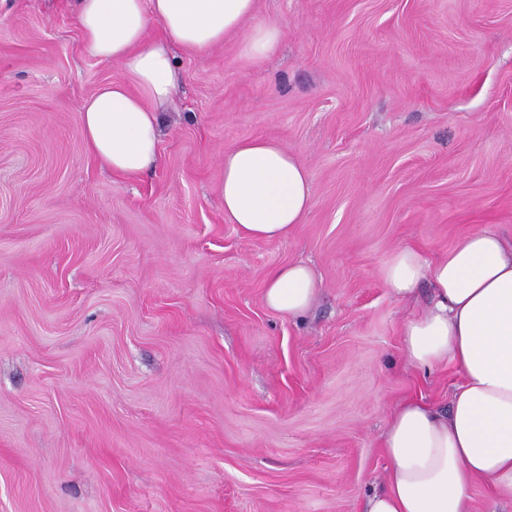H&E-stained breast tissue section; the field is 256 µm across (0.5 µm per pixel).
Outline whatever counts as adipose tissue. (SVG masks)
<instances>
[{"label": "adipose tissue", "mask_w": 512, "mask_h": 512, "mask_svg": "<svg viewBox=\"0 0 512 512\" xmlns=\"http://www.w3.org/2000/svg\"><path fill=\"white\" fill-rule=\"evenodd\" d=\"M256 10L257 0H75L83 52L124 71L82 102V148L124 180L154 167L158 114L179 80L174 48L203 52L244 28L245 54L263 60L283 27L254 23ZM219 195L225 222L255 240L287 237L312 205L306 168L271 139H246L225 152ZM381 277L401 300L429 284L432 304L402 331L406 357L420 368L452 364L459 380L447 409L416 399L396 407L382 438L387 482L368 494L363 512H470L479 478L512 502V237L482 229L432 261L403 246ZM320 288L314 270L294 262L268 273L264 299L297 319Z\"/></svg>", "instance_id": "1"}]
</instances>
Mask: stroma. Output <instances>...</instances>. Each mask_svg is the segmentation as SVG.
I'll return each instance as SVG.
<instances>
[{
	"instance_id": "stroma-1",
	"label": "stroma",
	"mask_w": 512,
	"mask_h": 512,
	"mask_svg": "<svg viewBox=\"0 0 512 512\" xmlns=\"http://www.w3.org/2000/svg\"><path fill=\"white\" fill-rule=\"evenodd\" d=\"M283 38L177 50L160 160L125 182L80 146L82 101L122 78L85 56L72 0H0V512H361L409 397L429 299L392 296L395 249L435 259L512 230V0H258ZM283 144L313 204L288 237L224 220V154ZM322 281L301 319L265 278ZM283 36V27L277 22H264L252 26L244 42L245 54L261 61L274 52ZM320 288L321 281L309 265L288 263L268 273L264 299L271 309L297 319L312 307Z\"/></svg>"
}]
</instances>
